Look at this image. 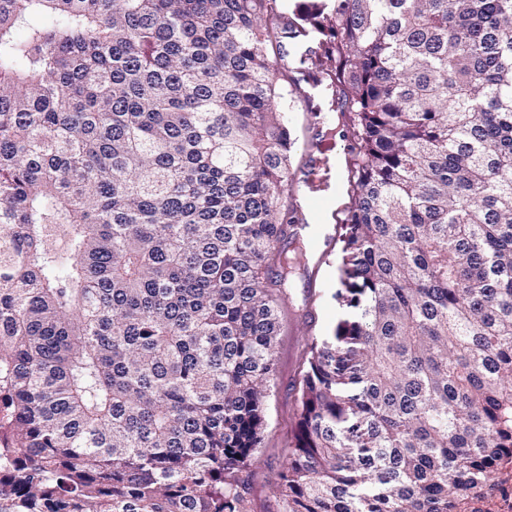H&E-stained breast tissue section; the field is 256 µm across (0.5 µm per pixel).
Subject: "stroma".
Segmentation results:
<instances>
[{
    "label": "stroma",
    "instance_id": "stroma-1",
    "mask_svg": "<svg viewBox=\"0 0 512 512\" xmlns=\"http://www.w3.org/2000/svg\"><path fill=\"white\" fill-rule=\"evenodd\" d=\"M312 41L298 43L293 60L281 67L278 82L288 93L280 108L293 146L295 180L288 207L302 223L318 226L319 240L308 250L305 266L293 286L278 295L279 332L275 375L265 399L261 443L247 462V512H280L274 481L287 464L297 423L300 389L308 370L312 337L328 336L337 322L351 314L336 299L343 278L342 236L351 205L350 172L346 161L352 143L323 67L308 57ZM305 65H297V57Z\"/></svg>",
    "mask_w": 512,
    "mask_h": 512
}]
</instances>
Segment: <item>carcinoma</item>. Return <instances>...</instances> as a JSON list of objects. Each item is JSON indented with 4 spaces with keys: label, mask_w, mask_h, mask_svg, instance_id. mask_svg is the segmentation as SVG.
<instances>
[{
    "label": "carcinoma",
    "mask_w": 512,
    "mask_h": 512,
    "mask_svg": "<svg viewBox=\"0 0 512 512\" xmlns=\"http://www.w3.org/2000/svg\"><path fill=\"white\" fill-rule=\"evenodd\" d=\"M308 37L354 142V316L312 338L280 512L483 494L512 448V0H0V512H247Z\"/></svg>",
    "instance_id": "obj_1"
}]
</instances>
